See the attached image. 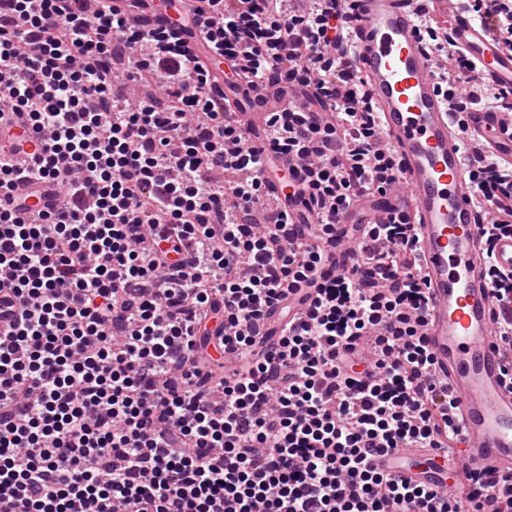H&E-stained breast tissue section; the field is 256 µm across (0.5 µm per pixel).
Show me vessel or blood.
Here are the masks:
<instances>
[{"label":"vessel or blood","instance_id":"vessel-or-blood-1","mask_svg":"<svg viewBox=\"0 0 512 512\" xmlns=\"http://www.w3.org/2000/svg\"><path fill=\"white\" fill-rule=\"evenodd\" d=\"M355 26L354 68L366 81L396 152L399 181L372 198L365 219L386 221L400 196L416 204L414 229L429 298L427 345L436 377L448 385L458 414L459 441L450 453L397 448L377 465L392 478L452 489L460 471L483 479L512 473V386L503 373L512 351L498 340L501 307L481 248L484 217L473 205L477 188L468 173L467 145H492L512 161V110L477 107L458 120L438 91L437 69L416 33L420 0H349ZM450 13L454 44L474 61L481 84L512 89V51L456 11ZM16 190L25 194L27 216L48 205L36 191L27 155L13 157Z\"/></svg>","mask_w":512,"mask_h":512}]
</instances>
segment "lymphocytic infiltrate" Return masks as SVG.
Listing matches in <instances>:
<instances>
[{
    "instance_id": "1",
    "label": "lymphocytic infiltrate",
    "mask_w": 512,
    "mask_h": 512,
    "mask_svg": "<svg viewBox=\"0 0 512 512\" xmlns=\"http://www.w3.org/2000/svg\"><path fill=\"white\" fill-rule=\"evenodd\" d=\"M89 2L0 0V107L51 129L32 168L69 185L24 221L21 141L0 143V512H512V474L462 496L374 463L451 448L457 429L413 203L361 218L398 169L342 0ZM455 2L512 48V0ZM417 26L459 112L512 109L511 89L473 100L432 9ZM192 39L231 88L269 86L257 144ZM273 155L307 163L291 198L269 194ZM470 176L490 246L512 235V164L490 153Z\"/></svg>"
}]
</instances>
